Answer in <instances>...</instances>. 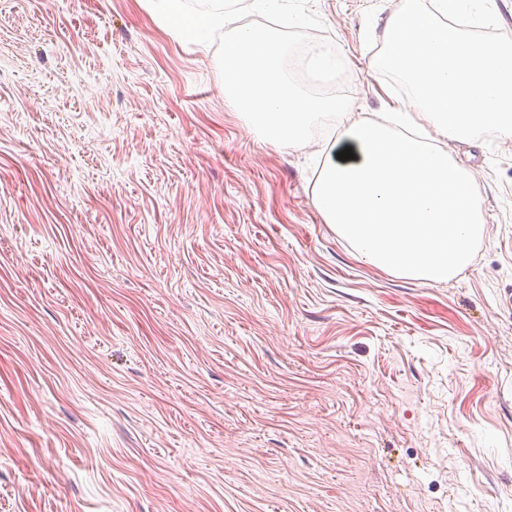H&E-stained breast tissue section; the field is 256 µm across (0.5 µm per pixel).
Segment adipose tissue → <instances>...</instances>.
<instances>
[{
    "mask_svg": "<svg viewBox=\"0 0 512 512\" xmlns=\"http://www.w3.org/2000/svg\"><path fill=\"white\" fill-rule=\"evenodd\" d=\"M152 2L177 35L191 30L205 39L223 30L224 96L249 112L268 141L305 146L311 118L328 116L313 201L363 260L428 283L461 272L481 233L474 175L409 127L425 120L452 143L490 126L512 140V43L478 46L438 21L478 12L492 22L494 0H402L385 23L387 55L367 68L376 75L398 70L413 92L372 116L339 97L294 91L280 67L283 44L272 31L235 25L224 0H208L198 14L187 13L184 0ZM345 148L353 159H337Z\"/></svg>",
    "mask_w": 512,
    "mask_h": 512,
    "instance_id": "adipose-tissue-1",
    "label": "adipose tissue"
}]
</instances>
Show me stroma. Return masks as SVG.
Here are the masks:
<instances>
[{
  "mask_svg": "<svg viewBox=\"0 0 512 512\" xmlns=\"http://www.w3.org/2000/svg\"><path fill=\"white\" fill-rule=\"evenodd\" d=\"M345 51L302 93L380 111L379 7L293 0ZM223 32L149 0H0V512H512V141L451 144L483 234L455 278L358 259L319 140H260Z\"/></svg>",
  "mask_w": 512,
  "mask_h": 512,
  "instance_id": "1",
  "label": "stroma"
}]
</instances>
